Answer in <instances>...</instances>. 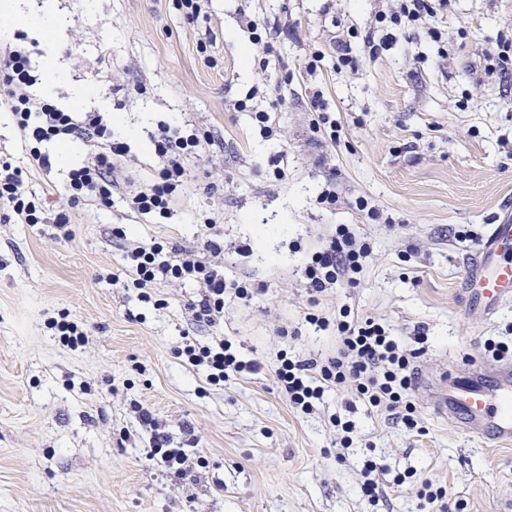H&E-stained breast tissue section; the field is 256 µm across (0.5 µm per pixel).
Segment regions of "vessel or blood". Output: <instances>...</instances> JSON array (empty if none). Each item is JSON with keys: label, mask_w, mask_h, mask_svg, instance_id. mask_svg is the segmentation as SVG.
Segmentation results:
<instances>
[{"label": "vessel or blood", "mask_w": 512, "mask_h": 512, "mask_svg": "<svg viewBox=\"0 0 512 512\" xmlns=\"http://www.w3.org/2000/svg\"><path fill=\"white\" fill-rule=\"evenodd\" d=\"M512 247V214L501 213L486 239L474 251L465 272L468 302L495 313L512 293V263H500ZM417 387L434 412L476 434L487 443L512 445V361L482 360L465 369H443L421 379Z\"/></svg>", "instance_id": "vessel-or-blood-1"}]
</instances>
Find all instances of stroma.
Segmentation results:
<instances>
[{"instance_id":"stroma-1","label":"stroma","mask_w":512,"mask_h":512,"mask_svg":"<svg viewBox=\"0 0 512 512\" xmlns=\"http://www.w3.org/2000/svg\"><path fill=\"white\" fill-rule=\"evenodd\" d=\"M69 26L57 45L61 104L72 85L89 87L98 111L123 120L130 152L111 206H70L61 185L70 168L31 166L9 112L0 111V158L22 167L48 214L70 217L72 236L48 224H20L0 202V512H424L423 479L445 488L447 512H512V446H485L418 405L417 430L352 402L351 387L330 390L311 414L278 388L280 350L332 352L329 332L307 325L301 282L304 250L337 224L359 225L372 246L360 284L322 297L321 314L350 305L390 325L408 347L427 340L418 370L488 359L487 340L512 341V296L496 313L463 303L469 230L486 238L512 209V78H488L485 55L512 28V0H451L443 43L419 33L377 57L358 55L337 70L333 31H367L386 0H209L187 22L175 0H58ZM277 22L273 63L260 69L252 25ZM325 58L316 77L311 51ZM253 110L237 100L258 84ZM336 117L335 141L309 128L310 84ZM270 114L264 139L255 111ZM166 122L211 133L205 161L175 200L172 219L130 213L124 195L157 175L148 134ZM285 151L282 178L269 159ZM333 186L336 202L319 203ZM379 211L371 219L357 205ZM213 218L225 242L247 246L224 259V275L249 278L259 293L224 301V321L191 325L184 310L194 284L161 283L152 302L124 288V244L133 237L193 246ZM67 315L84 346L60 344L45 326ZM299 328L296 337L278 330ZM232 341L256 374L212 386L204 371L174 356L183 335ZM147 407L175 444L195 437L206 461L196 482L170 481L147 461ZM353 422L341 449L330 416ZM406 474L402 487L373 502L363 496L366 460Z\"/></svg>"}]
</instances>
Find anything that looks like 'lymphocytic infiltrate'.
Instances as JSON below:
<instances>
[{
	"label": "lymphocytic infiltrate",
	"mask_w": 512,
	"mask_h": 512,
	"mask_svg": "<svg viewBox=\"0 0 512 512\" xmlns=\"http://www.w3.org/2000/svg\"><path fill=\"white\" fill-rule=\"evenodd\" d=\"M447 0H396L394 9L378 11L374 23L361 37L359 46L337 40L335 48L338 67H352L354 49L369 56L396 43L399 35L415 30L426 32L433 40L443 33L438 16L447 8ZM51 70L33 73L26 50L14 47L0 54V103L10 111L17 132L29 156L40 169L52 170L53 156L42 146L52 141L79 139L95 147L90 159L71 168L64 192L71 204L87 200L108 206L112 203L115 183L112 172L128 153L120 135L97 112H66L38 98L33 88L50 81ZM149 140L162 166L157 177L140 190L126 195L127 208L141 215L169 219L172 207L189 176V163L200 158L207 136L179 125L163 123L150 132ZM0 200L7 201L14 217L22 224L43 223V211L28 188L22 168L0 161ZM113 235L127 238L124 259L129 279L142 299H149L150 288L163 281L191 282L200 288L198 299L188 301L185 311L193 324L213 327L224 319V297L251 300L255 289L250 280L226 279L218 258L224 252V240L216 233L206 232L199 245L153 241L145 243L128 239L124 228L116 227ZM371 246L347 224L337 225L302 261V275L311 304L336 287H355L361 281ZM305 321L318 329L335 328L336 350L326 356L299 358L281 353L275 366V378L290 404L308 413L320 404L326 391L351 382L354 398L367 412H386L389 419L402 423L407 430L417 426L416 406L410 391L416 376V351L403 346L386 325L341 305L336 320L316 313H306ZM174 353L184 363L204 368L207 380L223 384L242 373H256L262 363L243 359L232 342L218 339L202 344L183 336ZM136 412L142 425L151 430L147 458L159 464L171 481L195 480L201 462L194 449L175 448L171 438L144 407Z\"/></svg>",
	"instance_id": "obj_1"
}]
</instances>
